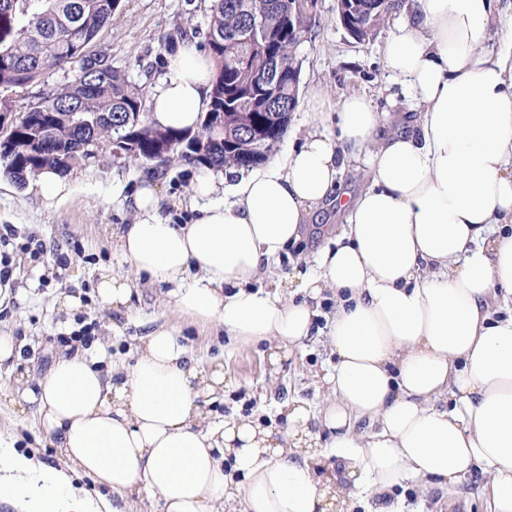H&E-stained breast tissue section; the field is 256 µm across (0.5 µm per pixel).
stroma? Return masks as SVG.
<instances>
[{
    "instance_id": "obj_1",
    "label": "stroma",
    "mask_w": 512,
    "mask_h": 512,
    "mask_svg": "<svg viewBox=\"0 0 512 512\" xmlns=\"http://www.w3.org/2000/svg\"><path fill=\"white\" fill-rule=\"evenodd\" d=\"M207 0H121L100 45L112 58L113 66L128 71L131 79L154 90L167 70L169 49L163 43L175 31L204 28ZM397 15L369 41L359 43L340 25L336 0H321L319 22L298 49L302 61L301 86L319 88L331 100L353 92L366 93L383 118L401 115L411 108L400 85L386 78L384 50L404 22ZM324 126L332 137H339L335 113L310 111L299 102L277 154L299 145L308 132ZM201 167L171 154L161 167L146 165L109 153L73 167L65 179L77 187L76 196L64 203L47 205L37 179L18 186L0 174V226L17 230L20 236L35 235L44 246L40 261H32L12 251L17 283L0 289V334L15 336L22 345L19 364H0V434L14 438L24 452L51 461L55 450L39 425L34 405L18 408L27 383L36 382L50 369L61 351L60 337L81 326L94 327L92 353L103 352L113 361L133 364L141 340L155 327L174 328L179 340L205 367L224 371V393L210 408L212 419L262 420L278 430H286L283 402L291 398L320 404L319 377L328 365L325 339L313 336L293 351L282 365H271L266 344L234 347L223 330L200 327L176 317L171 308L169 287L136 273L124 262L119 235L134 223L135 214L127 199L146 178L160 186L161 214L168 221L190 223L191 187ZM318 223L289 248L287 255L272 261L279 274L291 273L295 262L314 269L313 255L323 242L324 228L342 230L345 220L335 209H318ZM70 263L61 277L49 268L59 255ZM123 274L132 289L127 308L116 311L103 306L96 292L103 269ZM480 475L464 477L460 487L465 494L453 505L442 506L437 496L421 495L414 486L396 487L394 499L406 512H485L477 495Z\"/></svg>"
}]
</instances>
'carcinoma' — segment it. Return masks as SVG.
<instances>
[{
  "label": "carcinoma",
  "mask_w": 512,
  "mask_h": 512,
  "mask_svg": "<svg viewBox=\"0 0 512 512\" xmlns=\"http://www.w3.org/2000/svg\"><path fill=\"white\" fill-rule=\"evenodd\" d=\"M120 0H0V18L12 22L0 40V112L12 111L11 96L53 71L75 72L72 80L26 108L5 151L4 173L20 186L45 170L60 175L99 152L134 144L132 159L163 163L169 152L206 169L250 170L258 166L259 146L246 137L232 141L210 133L211 125H252L267 132L264 153L272 155L288 130L290 111L297 108L301 66L296 54L303 36L316 25L288 32V12L298 0H211L200 44L215 63L211 106L196 130L175 131L146 122L145 91L129 74L112 65L83 75L79 56L99 43ZM369 7L371 30L377 32L403 7V0H359ZM264 16L280 37L265 46L245 39L252 19ZM278 84L277 94L261 101L265 84Z\"/></svg>",
  "instance_id": "carcinoma-1"
}]
</instances>
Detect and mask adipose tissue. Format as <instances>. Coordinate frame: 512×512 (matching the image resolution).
<instances>
[{
    "label": "adipose tissue",
    "instance_id": "adipose-tissue-1",
    "mask_svg": "<svg viewBox=\"0 0 512 512\" xmlns=\"http://www.w3.org/2000/svg\"><path fill=\"white\" fill-rule=\"evenodd\" d=\"M501 0H418L387 43L386 77L416 103V129L380 138L366 94L336 104L341 136L307 134L243 176L219 199L223 173L192 186L190 224L161 216L146 180L137 216L119 237L137 273L171 285L176 316L217 325L243 347L275 343L274 361L313 333L324 290L336 297L326 344L336 362L320 410L287 402V436L252 422L205 423L224 388L160 326L133 366L97 369L59 354L27 392L67 460L37 462L0 436V503L14 512H121L114 498L159 497L162 512H324L347 496L319 471L336 455L374 512H402L389 495L404 482L450 495L482 470L487 512H512V31L488 45ZM156 88L150 123L196 128L210 105L213 63L181 41ZM371 173L357 195H337L349 163ZM347 214L296 296L253 288L264 263L302 238L327 199ZM376 432L358 433L360 423ZM80 473L109 489L74 487Z\"/></svg>",
    "mask_w": 512,
    "mask_h": 512
}]
</instances>
